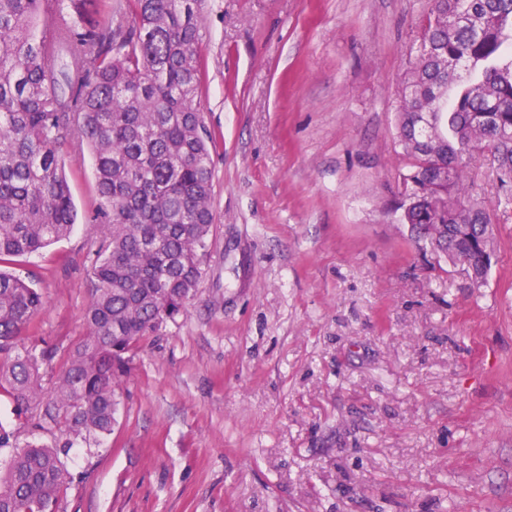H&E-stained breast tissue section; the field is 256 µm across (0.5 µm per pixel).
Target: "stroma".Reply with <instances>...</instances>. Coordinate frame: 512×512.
I'll return each instance as SVG.
<instances>
[{
	"mask_svg": "<svg viewBox=\"0 0 512 512\" xmlns=\"http://www.w3.org/2000/svg\"><path fill=\"white\" fill-rule=\"evenodd\" d=\"M429 0H206L215 216L186 314L145 337L108 443L64 512H512V207L487 161L498 260L474 285L394 208L402 83ZM77 221L16 259L44 306L25 345L85 335L101 199L63 156Z\"/></svg>",
	"mask_w": 512,
	"mask_h": 512,
	"instance_id": "1",
	"label": "stroma"
}]
</instances>
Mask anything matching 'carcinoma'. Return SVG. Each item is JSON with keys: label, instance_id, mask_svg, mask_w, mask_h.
<instances>
[{"label": "carcinoma", "instance_id": "cac0c4a2", "mask_svg": "<svg viewBox=\"0 0 512 512\" xmlns=\"http://www.w3.org/2000/svg\"><path fill=\"white\" fill-rule=\"evenodd\" d=\"M205 0H126L113 24L98 0H0V393L52 443L0 425V512H59L87 472L62 457L112 434L132 352L188 310L214 223L199 54ZM51 19L52 37L40 32ZM92 149L101 206L86 335L43 390L54 350L15 352L41 294L2 269L66 237L77 213L62 165ZM399 221L417 247L471 282L496 260L493 217L470 173L488 158L512 188V0H431L402 90Z\"/></svg>", "mask_w": 512, "mask_h": 512}]
</instances>
